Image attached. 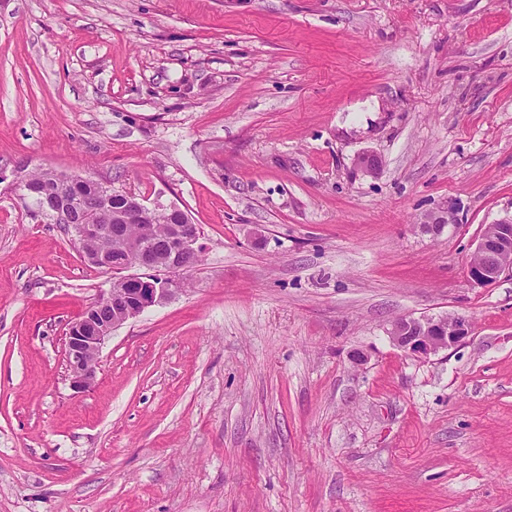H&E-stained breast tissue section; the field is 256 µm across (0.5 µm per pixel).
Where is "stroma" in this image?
<instances>
[{
    "label": "stroma",
    "instance_id": "stroma-1",
    "mask_svg": "<svg viewBox=\"0 0 512 512\" xmlns=\"http://www.w3.org/2000/svg\"><path fill=\"white\" fill-rule=\"evenodd\" d=\"M41 168L200 231L81 391L114 275ZM511 214L512 0H0V512H512V271L468 277ZM422 316L470 332L420 359ZM456 223H458L457 211L452 206L428 213L420 222L423 231L433 235L442 233L445 227ZM388 333L396 346L427 359L459 343L468 335L469 324L458 316L406 318L393 322Z\"/></svg>",
    "mask_w": 512,
    "mask_h": 512
}]
</instances>
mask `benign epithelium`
Returning <instances> with one entry per match:
<instances>
[{"label": "benign epithelium", "mask_w": 512, "mask_h": 512, "mask_svg": "<svg viewBox=\"0 0 512 512\" xmlns=\"http://www.w3.org/2000/svg\"><path fill=\"white\" fill-rule=\"evenodd\" d=\"M381 159L370 153L358 158V166L367 175L378 173ZM125 204L121 224H78L75 235L80 242L99 237L108 232L122 242L121 262L112 260V252L82 251L89 264L121 274L118 281L127 284L120 292L108 291L102 302L89 306L72 322L65 336L66 367L71 385L77 390L90 387L96 380L100 350L105 340L126 321L142 314L146 309L169 299L176 291L177 281L172 275L189 268V257L196 253L199 229L187 214L177 206L146 205L136 194L125 191ZM44 203L51 210L53 219L68 220L73 203L64 202L50 195ZM164 211L177 217L167 237L164 257L144 247L142 243L125 235L124 224L141 221L151 212ZM458 223L457 211L449 206L426 214L421 220L424 232L437 235L445 227ZM131 268L144 269L148 274H123ZM512 271V215L498 220L480 236L468 267L469 279L478 285H490L506 271ZM109 309L106 320L99 318L100 306ZM469 333L468 322L458 316L421 317L400 319L393 322L389 336L393 343L410 355L427 359L442 349L459 343Z\"/></svg>", "instance_id": "7a95c632"}]
</instances>
